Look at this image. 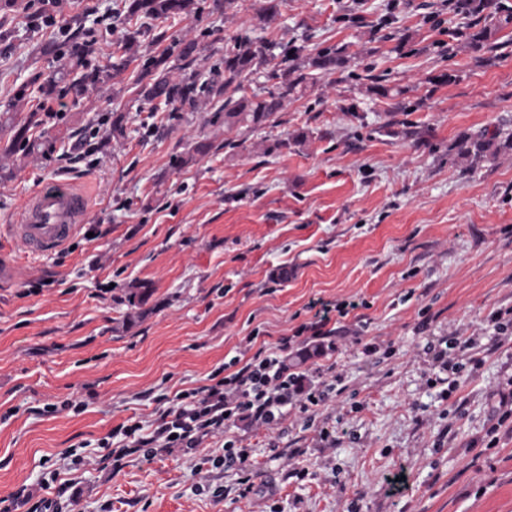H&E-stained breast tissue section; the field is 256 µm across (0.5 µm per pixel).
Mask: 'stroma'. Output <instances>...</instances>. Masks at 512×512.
Wrapping results in <instances>:
<instances>
[{"label":"stroma","instance_id":"35a3bbf8","mask_svg":"<svg viewBox=\"0 0 512 512\" xmlns=\"http://www.w3.org/2000/svg\"><path fill=\"white\" fill-rule=\"evenodd\" d=\"M0 6V225L48 182H70L89 215L69 249L13 246L0 288V498L49 476L71 484L59 512H512V150L478 162L457 144L512 132V24L469 48L471 19L428 17L441 0H193L142 23L125 0H66L54 26ZM391 21L380 25L383 14ZM82 34L92 66L133 44L120 74L54 110L40 85ZM303 46L297 64L342 47L346 65L288 96L274 122L225 126L208 99L174 112L139 98L142 65L181 40L207 80L233 37ZM454 72L451 84L436 83ZM389 90L380 96L371 76ZM121 119L122 133L112 122ZM30 142L10 147L14 129ZM209 143L206 153L193 146ZM106 235L90 238L91 228ZM50 279L41 293L28 281ZM149 284L142 304L134 288ZM353 300L329 323L333 349L292 348L298 369L334 367L341 390L268 433L231 429L255 461L254 491L216 496L235 475L174 449L113 471L96 441L155 396L204 384L257 334L273 343L310 302ZM469 336L456 389L428 344ZM376 350L364 354V344ZM85 401L81 414L45 405ZM94 443L99 464L65 449Z\"/></svg>","mask_w":512,"mask_h":512}]
</instances>
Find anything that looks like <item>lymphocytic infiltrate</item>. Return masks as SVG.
Instances as JSON below:
<instances>
[{
    "label": "lymphocytic infiltrate",
    "mask_w": 512,
    "mask_h": 512,
    "mask_svg": "<svg viewBox=\"0 0 512 512\" xmlns=\"http://www.w3.org/2000/svg\"><path fill=\"white\" fill-rule=\"evenodd\" d=\"M290 346V338H279L275 344L261 346L230 374L214 372L208 384L156 396L155 419H127L98 439V447L107 449L112 468L118 471L129 458L149 462L171 449L192 452L218 439L223 453L208 456V463L235 470L234 491L247 496L253 490L250 454L234 441L224 440V433L241 422L259 429L274 428L290 409L305 413L324 405L333 390L329 384L321 390L306 387L303 375L289 371L284 354ZM67 490V484H60L50 498L24 486L0 498V512H58V499Z\"/></svg>",
    "instance_id": "obj_1"
}]
</instances>
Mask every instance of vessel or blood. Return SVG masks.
<instances>
[{
    "label": "vessel or blood",
    "instance_id": "b4317fda",
    "mask_svg": "<svg viewBox=\"0 0 512 512\" xmlns=\"http://www.w3.org/2000/svg\"><path fill=\"white\" fill-rule=\"evenodd\" d=\"M87 214L83 192L53 183L26 198L16 223L7 225V235L31 254H51L75 235Z\"/></svg>",
    "mask_w": 512,
    "mask_h": 512
}]
</instances>
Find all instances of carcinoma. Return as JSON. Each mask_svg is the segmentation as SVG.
<instances>
[{"instance_id":"obj_1","label":"carcinoma","mask_w":512,"mask_h":512,"mask_svg":"<svg viewBox=\"0 0 512 512\" xmlns=\"http://www.w3.org/2000/svg\"><path fill=\"white\" fill-rule=\"evenodd\" d=\"M190 6L191 0H129L128 12L146 20H156L184 13ZM497 14L503 16L504 23H512V7L502 4L499 0H481V3L474 6L472 16L476 30L468 36L473 48L480 50L488 43L493 34L492 27L486 23L482 26L480 22L493 19ZM196 50L197 46L193 42L175 41L161 57L148 58L143 64V76L147 77L148 81L139 89V95L143 100H160L173 106L175 112H192L197 107L200 94L204 93L217 106V112L224 113V122L243 117L253 125L260 126L275 119L276 114L283 109L285 98L309 79V75L297 73V68L286 66L287 61H295L300 57L303 47L299 46L294 49L293 54L283 56L281 61L275 64V77L281 78L278 91H270L263 96L243 94L235 100L226 99L224 91L229 86H242L243 81L256 73L261 65L270 63L275 54L256 50L249 40L240 39L232 48L224 51V69H214L213 77L207 82L198 83L194 73L179 80L170 77L166 67L169 59L173 57L187 66L193 61ZM344 62L343 50L326 48L318 51L312 58L311 66L327 74L334 72ZM127 65V53L124 52L105 67L81 74L78 85H95L125 70ZM492 145L493 140L482 133L472 140L463 139L458 144V153L463 158L472 156L477 159Z\"/></svg>"}]
</instances>
